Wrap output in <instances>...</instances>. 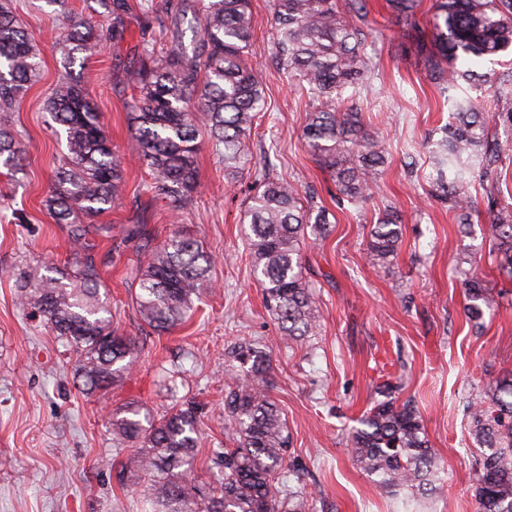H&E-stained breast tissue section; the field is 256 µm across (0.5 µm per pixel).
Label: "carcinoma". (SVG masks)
<instances>
[{
    "label": "carcinoma",
    "instance_id": "1",
    "mask_svg": "<svg viewBox=\"0 0 512 512\" xmlns=\"http://www.w3.org/2000/svg\"><path fill=\"white\" fill-rule=\"evenodd\" d=\"M52 7L58 35L49 50L64 70L85 62L109 42L129 34V0H91L85 16L68 0H44ZM275 46L291 82L317 106L303 127V140L336 188V206H358L370 197L367 176L384 163L386 148L368 130L361 112L340 109L343 92L356 87L368 62L359 32L347 17L366 14V0H274ZM200 12L203 30L190 25L192 49L182 45L183 22ZM175 42L166 54L144 43L132 71L137 97L130 120L140 155L152 179L147 188L179 210L197 186L201 150L197 126L208 127L215 146H224V173L235 178L250 164L246 140L262 112L261 81L246 66L253 36L250 0H177L168 3ZM105 21H99V18ZM433 47L431 78L448 91L450 120L426 142L431 172L427 195L449 204L462 224L476 211L470 186L475 178L491 182L501 145L491 133L479 101L453 94L472 83L475 67L512 53V0H435L429 21ZM43 49L27 32L10 0H0V112H10L40 75ZM65 134L66 153L43 197L42 207L68 228L71 260L43 271L19 275V303L41 319L77 359V378L89 394L106 393L127 376L135 347L112 328L100 295L94 237H109L112 227L95 223L112 208L124 187L120 162L100 122L96 104L70 76L61 77L45 104ZM18 133L0 123V166L21 170ZM488 233L498 241L500 263L512 272V207L491 201ZM329 212L301 197L292 184L264 170L255 176L254 193L241 217L249 225L248 249L265 308L286 336L313 330L315 298L302 277V250L308 235L320 238ZM401 216L385 209L370 231L366 258L382 266L397 253ZM136 273L135 303L143 323L160 335L184 321L193 300L208 287L212 256L197 241L175 233L144 250ZM469 321L477 323L492 303L484 281L465 278ZM246 375L227 385L224 415L236 442L216 456L218 486L205 493L191 475L197 455L198 419L194 406L169 411L144 422L131 403L112 418L117 447L139 443L115 470L149 478L151 512H303L304 499L275 484L277 473L291 469L289 437L280 410L268 395L271 356L250 343L228 349ZM489 403L473 405L474 436L484 445L475 487L477 512H512V376L497 381ZM352 456L374 482L403 505L434 496L442 465L413 407L391 395L374 402L350 437Z\"/></svg>",
    "mask_w": 512,
    "mask_h": 512
}]
</instances>
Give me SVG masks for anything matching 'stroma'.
<instances>
[{
  "label": "stroma",
  "mask_w": 512,
  "mask_h": 512,
  "mask_svg": "<svg viewBox=\"0 0 512 512\" xmlns=\"http://www.w3.org/2000/svg\"><path fill=\"white\" fill-rule=\"evenodd\" d=\"M166 4L153 0L147 21L133 12L130 38L72 67L97 105L126 182L121 199L99 218L112 235L97 239L95 253L113 324L134 339L135 349L124 383L105 396L75 384L74 358L18 303L20 272L63 266L70 255L66 227L41 204L63 153L44 109L62 71L51 52L43 54L38 82L7 115L21 135L24 161L16 176L0 175V512H148L146 480L121 485L101 465L117 455L112 415L132 402L154 416L197 406L194 471L199 480L214 481L216 453L233 444L224 389L244 374L225 350L245 342L270 349L269 392L296 465L286 483L303 497L306 512H395L396 502L356 465L349 446L352 428L387 381L398 403L415 406L444 465L443 493L431 512H475L480 447L471 406L512 374V278L497 265L486 213L488 196L512 203V128L497 126L496 186L489 193L474 183L479 211L471 228L460 227L455 212L424 194L430 172L424 144L448 120L417 40L432 0H419L410 19L387 0H368L366 15L351 20L371 64L356 105L389 157L369 177V200L338 208L331 180L302 138L309 101L278 63L273 0H251L247 60L260 75L264 101L248 141L252 169L229 179L208 132L200 131L198 188L183 208L170 211L147 192L150 174L128 127L135 88L127 67L139 44L171 48ZM481 70L485 81L462 85L460 92L481 97L491 113L499 95L512 90V56L485 62ZM256 167L314 194L329 211L328 236L303 254L304 277L317 300L315 327L304 338L282 336L254 277L248 227L239 218ZM389 207L402 216V243L391 262L375 267L366 259V243L378 214ZM18 212L25 222H15ZM137 219L150 244L177 230L214 258L209 278L215 290L196 301L185 323L159 336L147 334L133 301L134 272L144 253L121 229ZM471 268L494 298L478 324L464 314L462 280Z\"/></svg>",
  "instance_id": "1"
}]
</instances>
